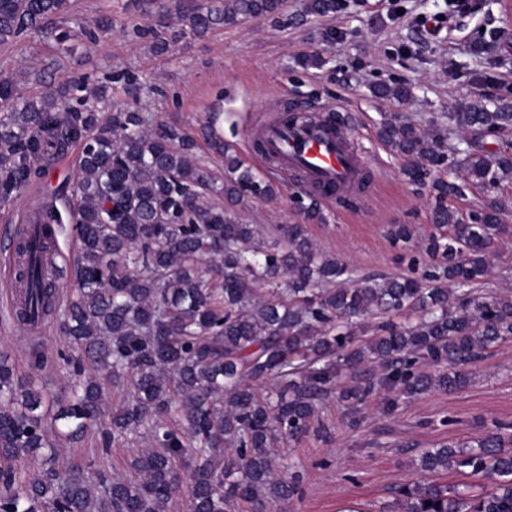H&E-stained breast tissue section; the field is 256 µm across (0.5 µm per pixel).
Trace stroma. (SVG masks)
<instances>
[{
    "label": "stroma",
    "instance_id": "35a3bbf8",
    "mask_svg": "<svg viewBox=\"0 0 512 512\" xmlns=\"http://www.w3.org/2000/svg\"><path fill=\"white\" fill-rule=\"evenodd\" d=\"M303 3L286 0L273 20L256 18L203 38L185 36L162 57L151 53L148 39L116 29L81 44L65 72L91 86L106 85L115 111L138 107L161 121L178 120L194 136L216 120L225 142L279 187L277 197L243 214L247 223L266 228L303 223L298 202L308 189L299 177L261 162L248 132L283 107L322 114L346 105L348 134L365 152L369 182L358 199L323 205L325 223L307 224L308 234L325 254L348 263L355 277L406 272L404 245L388 237L389 225H410L418 239L437 228L426 191L403 175L406 158L379 141L381 116L398 112L428 129L433 120L471 104L512 99V41L497 37L512 21V0H468L462 10L451 0H346L334 14L305 20L299 17ZM315 51L326 65L302 66ZM54 52L46 38L0 45V77L41 69ZM395 82L409 86L408 99L373 96L374 85ZM78 162V149L70 148L47 165L30 192L63 206ZM14 276L12 260L0 259V352L19 376L59 393L66 384L62 373L50 364L35 369L29 361L32 346L49 354L63 346L56 324L48 323L45 335L34 339L3 319L13 298L5 283ZM471 373L461 391H432L390 413L382 410L385 392L375 393L355 427L343 403L325 402L326 433L276 447L279 463H297L303 476L302 497L279 504L278 512H389L393 487L421 479L415 460L423 449L470 440L496 421L512 423V341L490 350Z\"/></svg>",
    "mask_w": 512,
    "mask_h": 512
}]
</instances>
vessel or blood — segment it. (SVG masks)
Instances as JSON below:
<instances>
[{
  "mask_svg": "<svg viewBox=\"0 0 512 512\" xmlns=\"http://www.w3.org/2000/svg\"><path fill=\"white\" fill-rule=\"evenodd\" d=\"M262 157L283 172L299 174L312 189L352 190L367 168L364 152L343 129L326 123L305 127L276 124L259 134Z\"/></svg>",
  "mask_w": 512,
  "mask_h": 512,
  "instance_id": "obj_1",
  "label": "vessel or blood"
}]
</instances>
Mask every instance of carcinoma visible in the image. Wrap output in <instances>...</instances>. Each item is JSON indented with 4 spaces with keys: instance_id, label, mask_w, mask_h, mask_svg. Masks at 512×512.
<instances>
[{
    "instance_id": "carcinoma-1",
    "label": "carcinoma",
    "mask_w": 512,
    "mask_h": 512,
    "mask_svg": "<svg viewBox=\"0 0 512 512\" xmlns=\"http://www.w3.org/2000/svg\"><path fill=\"white\" fill-rule=\"evenodd\" d=\"M337 6L306 0L303 14L324 17ZM282 7L283 0H143L141 11L158 23L147 30L129 18L121 30L150 38L152 53L164 55L177 41L168 17L182 33L203 36L274 19ZM110 31L109 16L75 17L73 0H0V45L46 37L72 58L76 42ZM34 77L42 89L25 94L0 78V206L22 198L39 173L34 160L80 146L66 195L78 243L66 294L49 273L53 236L28 226L15 245L14 316L21 325L59 323L68 346L58 367L69 391L43 394L0 355V512H171L184 493L188 512H274L301 492L294 465L286 475L275 467V446L325 430L324 400L334 395L355 410L380 386L390 412L426 392L459 391L470 364L512 339V295L479 291L496 238L509 233L505 206L465 217L448 205L462 194L456 178L430 176L446 166L486 189L511 181V150L452 144L454 133L511 128V101L451 114L453 132L383 114L379 139L409 160L405 176L428 190L431 222L448 234L416 241L410 225H391L392 239L414 242L411 266L423 265L421 273L355 281L348 264L316 248L304 224L279 226V245H263L238 212L274 199L279 187L245 165L215 125L204 138L224 160L220 184L180 124L138 109L109 112L106 87L75 76ZM375 94L401 101L410 89L393 83ZM407 310L414 320L393 321ZM368 365L380 370L369 386H339ZM111 388L126 398L109 412ZM92 430L100 457L147 439L132 475L57 462L59 444ZM19 462L30 466L20 483ZM419 465L474 476L480 492L409 482L396 489L394 512H512V424L426 448Z\"/></svg>"
}]
</instances>
